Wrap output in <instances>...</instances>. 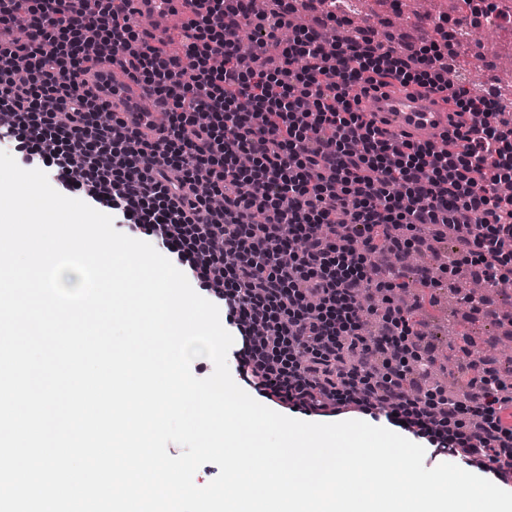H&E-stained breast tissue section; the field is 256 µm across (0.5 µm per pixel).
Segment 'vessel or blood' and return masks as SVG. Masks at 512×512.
I'll return each instance as SVG.
<instances>
[{
	"mask_svg": "<svg viewBox=\"0 0 512 512\" xmlns=\"http://www.w3.org/2000/svg\"><path fill=\"white\" fill-rule=\"evenodd\" d=\"M107 101H122L126 111L149 112L156 124H164L166 117L158 110L154 97L141 85L122 77L109 81L104 93ZM369 104L377 120L397 135L411 134L424 141L435 136L449 124L448 113L432 95L371 91Z\"/></svg>",
	"mask_w": 512,
	"mask_h": 512,
	"instance_id": "vessel-or-blood-1",
	"label": "vessel or blood"
}]
</instances>
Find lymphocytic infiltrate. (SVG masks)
<instances>
[{
	"mask_svg": "<svg viewBox=\"0 0 512 512\" xmlns=\"http://www.w3.org/2000/svg\"><path fill=\"white\" fill-rule=\"evenodd\" d=\"M183 54L135 29V0H0V140L56 183L111 210L119 226L161 244L237 333L236 372L255 393L310 417L357 413L426 440L436 452L512 487V429L499 412L512 388L496 368L461 359L468 394L421 391L434 354L398 305L406 256L440 235L483 283L512 280V120L498 97L456 76L447 22L404 51L374 27L326 54L323 16L294 25L292 0H183ZM254 31L252 59L238 51ZM105 62L164 107L110 112L83 75ZM440 95L461 115L452 149L395 137L366 117L360 94ZM385 303L379 336L362 323L361 291Z\"/></svg>",
	"mask_w": 512,
	"mask_h": 512,
	"instance_id": "lymphocytic-infiltrate-1",
	"label": "lymphocytic infiltrate"
}]
</instances>
